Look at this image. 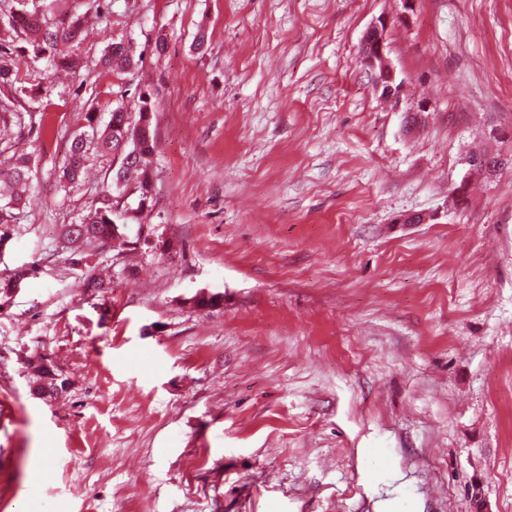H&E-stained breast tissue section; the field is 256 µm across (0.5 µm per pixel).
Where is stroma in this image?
I'll use <instances>...</instances> for the list:
<instances>
[{
  "instance_id": "stroma-1",
  "label": "stroma",
  "mask_w": 512,
  "mask_h": 512,
  "mask_svg": "<svg viewBox=\"0 0 512 512\" xmlns=\"http://www.w3.org/2000/svg\"><path fill=\"white\" fill-rule=\"evenodd\" d=\"M381 18L391 101L358 53ZM121 39L142 63L104 72ZM71 54L15 59L38 178L0 247L33 271L0 307V512H512V165L467 162L512 157V0H111ZM144 91L153 207L84 245L94 296L60 249L112 161L58 169ZM46 362L50 364L51 369L45 365ZM34 364L33 371L36 375V383H38L37 389L40 394L48 391L58 394L59 391L65 388V380L57 381L56 378L53 377L54 375L56 376V373L48 358L41 356L37 359V363Z\"/></svg>"
}]
</instances>
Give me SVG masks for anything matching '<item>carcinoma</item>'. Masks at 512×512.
<instances>
[{"instance_id": "carcinoma-1", "label": "carcinoma", "mask_w": 512, "mask_h": 512, "mask_svg": "<svg viewBox=\"0 0 512 512\" xmlns=\"http://www.w3.org/2000/svg\"><path fill=\"white\" fill-rule=\"evenodd\" d=\"M8 15V23L23 40V45L13 48L0 43V87L12 86L19 80L14 70L15 50L31 53L35 59L47 62L58 72H67L76 67L72 57L63 54L62 48L82 40L85 14L79 9L61 14L54 3H41L39 0H17ZM139 64L134 57L130 43L124 41L112 43L102 57V65L107 73L122 74ZM96 113L86 115V129L71 136L67 142L66 153L59 168L58 181L66 188L81 180L86 163L95 157L118 155L120 160L127 158L128 152L135 157L128 163L132 177L121 176L123 165H118L111 176L110 185L102 191L99 207L91 211L83 220L66 225L65 237L74 243L79 240L107 243L114 238L112 228L118 214L113 208L119 204V198L134 183V193L138 196L137 207H128L123 223L134 224L146 203L153 200L152 174L145 163V157L151 155L156 146L152 127L139 125L143 116L130 121L124 109L116 107L110 112L108 123L101 127L95 119ZM24 113L20 112L16 97L0 91V124L22 126ZM36 171L29 153L18 152L12 145L0 142V183L10 187L11 194L6 202L0 204V243L8 236L10 225L17 223L16 210L30 204ZM68 265L80 269V283L93 293L108 291L106 282L94 274V268L88 263V256L72 251L66 257ZM29 275L27 271H17L0 277V306L13 296L15 283ZM48 358L42 356L33 366L39 393L64 389L65 381L54 378L55 371L46 366Z\"/></svg>"}]
</instances>
